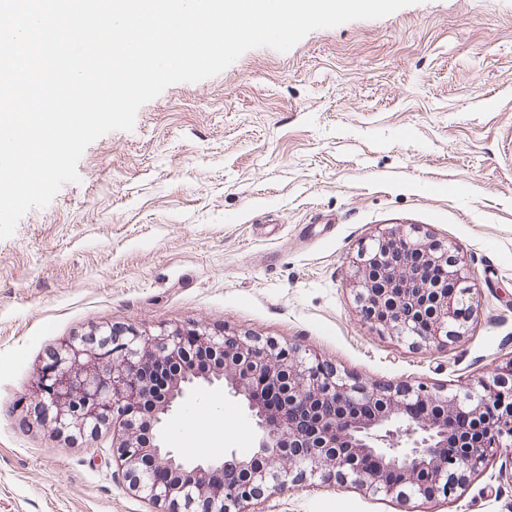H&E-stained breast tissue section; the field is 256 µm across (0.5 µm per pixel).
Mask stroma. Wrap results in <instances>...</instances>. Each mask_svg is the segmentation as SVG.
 Segmentation results:
<instances>
[{
  "instance_id": "35a3bbf8",
  "label": "stroma",
  "mask_w": 512,
  "mask_h": 512,
  "mask_svg": "<svg viewBox=\"0 0 512 512\" xmlns=\"http://www.w3.org/2000/svg\"><path fill=\"white\" fill-rule=\"evenodd\" d=\"M79 180L0 239V512H150L112 429L64 439L16 411L50 353L92 326L202 325L293 342L369 381L463 384L512 359V0H419L256 48L166 88L133 130L91 143ZM409 225L455 245L476 288L459 342L377 335L347 261ZM190 460L250 454L238 399L199 391L165 427ZM255 512H413L304 480ZM434 512H512L492 458Z\"/></svg>"
}]
</instances>
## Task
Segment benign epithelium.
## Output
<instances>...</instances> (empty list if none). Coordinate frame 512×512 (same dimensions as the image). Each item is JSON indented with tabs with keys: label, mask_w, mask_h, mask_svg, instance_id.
I'll return each mask as SVG.
<instances>
[{
	"label": "benign epithelium",
	"mask_w": 512,
	"mask_h": 512,
	"mask_svg": "<svg viewBox=\"0 0 512 512\" xmlns=\"http://www.w3.org/2000/svg\"><path fill=\"white\" fill-rule=\"evenodd\" d=\"M350 265L361 317L379 334L429 352L468 334L477 300L452 244L391 229L360 244ZM421 268L441 269L444 280L429 285ZM197 348L217 358L212 369L196 367ZM277 386L283 403L274 409L260 390ZM204 388L243 402L256 431L251 454L189 464L166 446L160 431L168 416ZM34 389L26 413L60 436L122 425L116 462L155 512H247L264 489L281 491L308 477L431 505L512 447V358L433 392L366 381L291 343L199 325L154 334L102 324L54 351ZM144 427L159 435L142 442ZM450 441L463 449L460 456H448ZM361 457L372 466H358ZM258 458L265 464L256 465ZM155 471L172 479L157 483Z\"/></svg>",
	"instance_id": "benign-epithelium-1"
}]
</instances>
